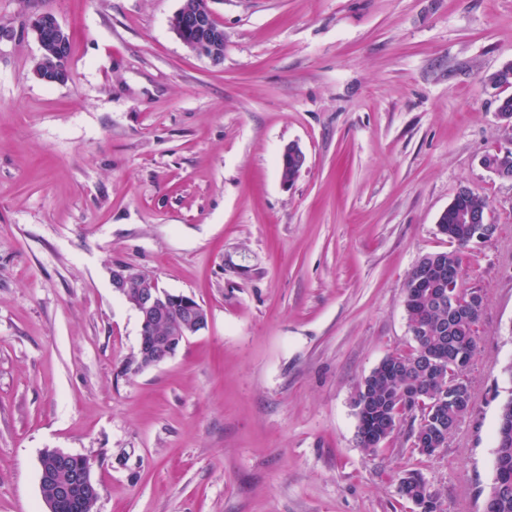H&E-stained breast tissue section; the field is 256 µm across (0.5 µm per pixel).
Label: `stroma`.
Wrapping results in <instances>:
<instances>
[{"mask_svg":"<svg viewBox=\"0 0 512 512\" xmlns=\"http://www.w3.org/2000/svg\"><path fill=\"white\" fill-rule=\"evenodd\" d=\"M182 3L0 0V512H43L48 449L93 456L96 512H419L409 472L484 512L512 394V180L482 165L512 151L487 84L512 0H214L219 65L172 31ZM44 12L63 83L33 73ZM464 187L496 227L464 251L472 410L434 454L406 421L362 448L357 391L411 345L408 275L451 250ZM117 260L208 313L142 372ZM57 28L61 32L48 30L43 33L40 41V33L48 28ZM32 29L36 34L40 45H42V53L34 63L33 70L43 71L47 69V63L51 61L56 68V74L61 78L59 82H65L69 77L68 71V54H69V36L62 31L60 24L55 16L51 13H42L32 22ZM42 43V44H41ZM56 48L60 51L56 52Z\"/></svg>","mask_w":512,"mask_h":512,"instance_id":"1","label":"stroma"}]
</instances>
